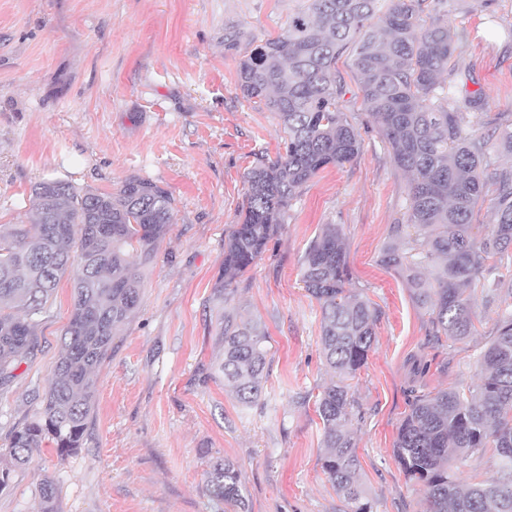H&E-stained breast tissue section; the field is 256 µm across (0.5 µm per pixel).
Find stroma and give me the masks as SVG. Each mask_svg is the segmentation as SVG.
Here are the masks:
<instances>
[{
	"label": "stroma",
	"instance_id": "obj_1",
	"mask_svg": "<svg viewBox=\"0 0 512 512\" xmlns=\"http://www.w3.org/2000/svg\"><path fill=\"white\" fill-rule=\"evenodd\" d=\"M301 0H0V224H22L46 177L117 192L130 177L174 198L173 220L146 272L138 309L97 374L83 445L58 460L46 444L0 490V512H39L52 477L60 512H219L213 462L240 469L248 512H348L326 481L315 400L323 363L320 307L300 261L321 225H340L348 286L378 310L376 341L352 382L364 419L355 440L374 512H421L423 490L393 455L414 396L475 387V360L499 318L470 292L474 336L438 341L406 274L380 257L405 223L408 175L363 104L351 53L336 62L361 153L301 190L266 252L225 304L212 296L224 237L241 223L244 176L282 150L279 119L237 88L240 60L276 36ZM462 43L452 62L482 111L465 128L487 135L512 117V0H448ZM64 276L36 319L40 350L0 394V448L36 417L71 314ZM256 321L270 361L259 405L240 404L215 377L221 313Z\"/></svg>",
	"mask_w": 512,
	"mask_h": 512
}]
</instances>
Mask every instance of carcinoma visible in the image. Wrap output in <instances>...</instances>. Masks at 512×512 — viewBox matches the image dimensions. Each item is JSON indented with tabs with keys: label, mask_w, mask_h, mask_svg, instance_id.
<instances>
[{
	"label": "carcinoma",
	"mask_w": 512,
	"mask_h": 512,
	"mask_svg": "<svg viewBox=\"0 0 512 512\" xmlns=\"http://www.w3.org/2000/svg\"><path fill=\"white\" fill-rule=\"evenodd\" d=\"M447 0H305L281 32L240 60L237 88L265 102L283 128V152L259 159L245 174L243 221L224 239V274L213 285L222 302L237 279L267 250L300 189L330 165L351 162L362 147L344 111L337 59L355 47L354 66L366 112L410 175L407 224L381 262L408 273L436 337L458 341L477 332L468 291L482 288L499 303L493 338L477 359L480 384L465 392L419 395L405 414L394 456L424 488V512H512V292H498L500 268L512 267V121L495 138L461 125L457 73L449 62L459 38L448 26ZM174 198L156 183L130 177L115 192L80 191L45 178L32 187L26 224H0V391L39 352L34 316L42 313L71 269V316L42 411L11 432L0 448V490L52 443L65 460L83 445L97 371L112 339L137 309L144 273L172 222ZM488 205L494 223L472 234L475 208ZM301 281L321 310L320 345L335 374L318 395L321 469L351 512H373L361 480L355 424L362 409L351 380L375 342L377 311L346 288L342 229L321 225L305 250ZM218 371L238 400L261 399L268 347L258 323L225 314L218 332ZM492 448L497 477L462 483L452 463ZM211 498L247 512L238 466L226 459L207 476ZM41 512H59L54 481L38 490Z\"/></svg>",
	"instance_id": "cac0c4a2"
}]
</instances>
